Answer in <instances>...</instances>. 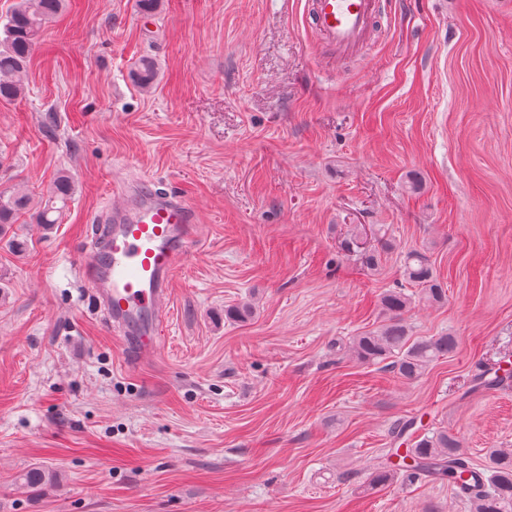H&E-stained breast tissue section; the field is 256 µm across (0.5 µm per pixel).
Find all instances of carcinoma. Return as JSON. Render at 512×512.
Masks as SVG:
<instances>
[{
    "label": "carcinoma",
    "instance_id": "cac0c4a2",
    "mask_svg": "<svg viewBox=\"0 0 512 512\" xmlns=\"http://www.w3.org/2000/svg\"><path fill=\"white\" fill-rule=\"evenodd\" d=\"M65 7V0H17L15 7L0 24V101L17 99L24 90L23 79L38 39ZM157 75L149 59L140 62L137 79L144 87L153 84ZM75 193V184L65 173L49 185L46 194L34 199L28 194L0 191V241L21 249L20 240L11 233L17 217L34 211L35 220L43 230L53 229L59 215ZM346 250L357 253L366 269L378 267L381 256L392 249V243L380 235L377 244L363 247L358 239L346 242ZM406 282L419 289L421 299L436 304L445 298L433 262L423 250L413 248L401 257ZM413 295L402 288L389 289L380 297L386 323L376 331L352 337L348 351L366 364H381L399 379L413 383L421 379L435 362L448 357L456 349L453 336L413 338L403 323ZM509 373L487 369L474 378V388H494L507 382ZM414 422L398 425L392 434L409 441L405 452L397 448L386 451V462L370 474V484L385 486L397 480L412 483L409 475H423L426 480H448L455 493L470 504L471 512H512V448H490L485 462L477 467L461 452L457 437L446 429L413 435ZM53 471L34 466L21 480L30 487L54 483Z\"/></svg>",
    "mask_w": 512,
    "mask_h": 512
}]
</instances>
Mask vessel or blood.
Wrapping results in <instances>:
<instances>
[{"label":"vessel or blood","instance_id":"b4317fda","mask_svg":"<svg viewBox=\"0 0 512 512\" xmlns=\"http://www.w3.org/2000/svg\"><path fill=\"white\" fill-rule=\"evenodd\" d=\"M376 0H311L317 33L340 55L352 54L373 26ZM117 204L103 213L100 242L78 263L81 280L130 354L152 358L172 276L198 241L197 215L183 195L146 181L116 185Z\"/></svg>","mask_w":512,"mask_h":512}]
</instances>
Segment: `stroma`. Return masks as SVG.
<instances>
[{
    "mask_svg": "<svg viewBox=\"0 0 512 512\" xmlns=\"http://www.w3.org/2000/svg\"><path fill=\"white\" fill-rule=\"evenodd\" d=\"M0 155V189L76 185L52 232L28 212L23 249L0 243V512H470L447 482L369 475L411 416L477 464L512 448V382L472 388L512 359V0H380L344 61L307 0H66L0 103ZM134 175L186 196L200 238L143 362L76 271ZM356 224L394 244L375 272L344 249ZM410 248L446 298L409 333L457 347L407 384L342 346L384 324ZM34 466L56 482L22 485Z\"/></svg>",
    "mask_w": 512,
    "mask_h": 512,
    "instance_id": "stroma-1",
    "label": "stroma"
}]
</instances>
